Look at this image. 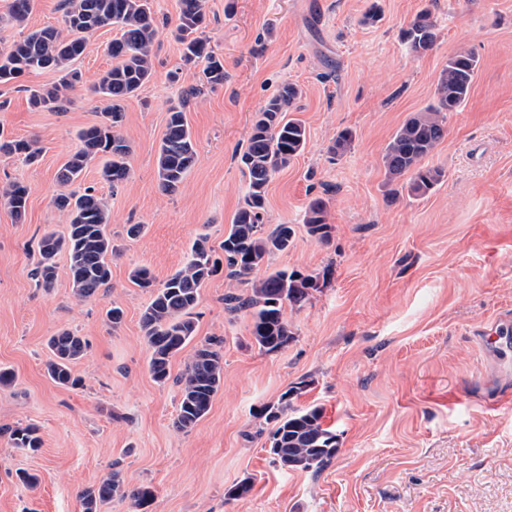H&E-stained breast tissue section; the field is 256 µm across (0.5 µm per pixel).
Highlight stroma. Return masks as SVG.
<instances>
[{
  "label": "stroma",
  "mask_w": 512,
  "mask_h": 512,
  "mask_svg": "<svg viewBox=\"0 0 512 512\" xmlns=\"http://www.w3.org/2000/svg\"><path fill=\"white\" fill-rule=\"evenodd\" d=\"M378 2L381 18L362 16ZM61 0H33L25 27H0V52L24 31L61 27ZM159 22L153 79L125 104L123 134L132 144L131 175L118 187L89 166L82 186L109 209L118 251L106 288L88 300L73 294L66 255L53 288L31 270L36 243L64 232L52 205L57 171L78 147V132L105 106L89 90L112 66L117 32L100 28L74 63L84 84L68 111L32 109L26 87L54 86L53 71L0 84V134L37 139L39 163L0 156V185L29 188L26 216L0 208V512H82L80 494L112 471L128 486L151 487L147 512H512V408L487 401L512 393V364L475 346L498 319L512 317V0H206L204 35L224 60V83L206 84L186 63L172 31L177 0H152ZM436 20L432 50L416 56L399 40L422 8ZM479 61L470 94L448 116V135L425 158L443 182L426 196L393 195L382 155L396 129L432 102L450 55ZM300 87L294 116L306 127L304 151L267 188L266 224H290L295 240L268 266L318 277L302 307L286 306L294 339L267 354L252 339L246 312L224 307L246 283L227 269L204 282L195 308L196 338L224 339V379L207 415L191 430L175 427L178 380L189 351L174 356L160 384L149 368L140 316L150 293L130 273L147 267L164 282L185 263L199 235L220 250L246 192L240 155L256 112L284 83ZM198 160L173 194L158 188L156 158L168 110L185 89ZM352 130L350 150L329 147ZM322 199L329 243L304 226ZM130 224L143 225L138 238ZM119 304L120 327L106 310ZM68 330L86 353L73 365L79 384L47 375V340ZM293 408L318 407L339 440L319 472L272 464L274 428L262 409L292 386ZM38 428L42 446L16 448L11 429ZM26 471L38 478L28 486ZM253 486L230 500L244 478Z\"/></svg>",
  "instance_id": "1"
}]
</instances>
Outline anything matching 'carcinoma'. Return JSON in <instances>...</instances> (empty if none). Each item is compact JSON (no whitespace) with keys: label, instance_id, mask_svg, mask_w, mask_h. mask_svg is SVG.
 <instances>
[{"label":"carcinoma","instance_id":"carcinoma-1","mask_svg":"<svg viewBox=\"0 0 512 512\" xmlns=\"http://www.w3.org/2000/svg\"><path fill=\"white\" fill-rule=\"evenodd\" d=\"M178 17L174 36L182 45L183 58L203 65L206 82L224 83V62L214 54L203 29L206 28L205 0H177ZM31 12V0H11L6 21L22 26ZM114 26L120 37L107 46L115 60L93 83V91L106 105L99 122L79 131V148L63 163L59 181L75 183L90 163L99 161L100 179L112 186L130 175L128 159L130 141L121 133L125 102L138 94L153 77V47L158 35L151 0H64L63 27L33 30L0 53V83H12L35 71L62 73L59 85L51 89L29 88L28 102L35 110L62 112L71 104L70 92L82 82V74L71 64L86 51L94 32ZM413 54L431 50L436 41V23L429 9L419 11L399 34ZM478 60L466 51L448 57L434 91L433 102L413 113L397 129L389 142L382 162L388 180L407 175L408 188L415 196L431 193L445 173L422 164L448 133V113L459 111L465 103L477 69ZM300 88L292 83L279 87L256 113L245 150L240 156L247 176V191L221 249L224 261L213 257L207 238H197L184 266L160 285L148 268L142 266L131 274L141 288L151 289L148 304L141 313L143 339L150 351L149 371L155 382L164 384L170 377L171 359L195 338L193 310L198 303L202 284L224 264L229 275L250 284L247 295L224 296L225 309L231 313L246 311L252 318V337L258 348L277 353L293 339L284 317L285 305L300 308L318 288L317 277L299 271L280 269L261 279L252 278L256 269L269 264L278 252L292 246L295 229L290 224L266 228L267 187L275 173L287 167L304 150L307 132L302 122L292 118ZM354 140L353 132L340 131L331 146L335 154L347 152ZM42 148L35 140L0 138V154L18 156L27 164L39 160ZM197 161L194 139L183 106L169 109L156 165L159 188L171 194L183 182ZM28 187L11 181L0 188V205L17 221L26 214ZM52 205L66 214L68 223L62 234L46 232L37 242L38 261L33 276L39 286L50 288L57 277L56 257L67 254L75 295L86 300L97 294L111 280L112 240L107 233L109 209L103 198L87 188L84 193H61ZM307 233L321 243L331 239V225L326 223L325 204L321 199L310 202L305 215ZM51 353L47 363L50 379L60 386H74L77 379L72 365L86 350L85 340L64 330L48 340ZM224 338L210 336L195 345L179 379L180 402L175 427L193 428L209 412L214 396L224 378ZM285 392L275 404L264 407L266 418L275 422L270 437L272 464L291 470L315 472L327 467L336 456V434L323 425L319 409L296 413ZM15 447L38 451L42 440L32 426L17 427L10 433ZM83 512H100L114 499L127 500L134 512H146L154 499L153 491L142 486L126 487L114 472L98 486L81 495Z\"/></svg>","mask_w":512,"mask_h":512}]
</instances>
